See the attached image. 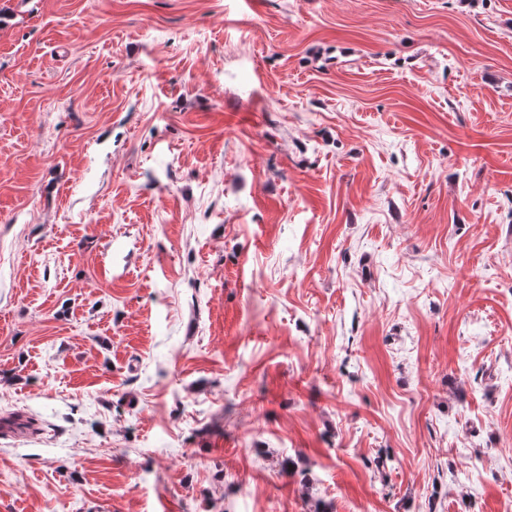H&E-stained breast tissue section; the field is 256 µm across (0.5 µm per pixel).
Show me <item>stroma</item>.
<instances>
[{
	"mask_svg": "<svg viewBox=\"0 0 512 512\" xmlns=\"http://www.w3.org/2000/svg\"><path fill=\"white\" fill-rule=\"evenodd\" d=\"M0 512H512V0H0Z\"/></svg>",
	"mask_w": 512,
	"mask_h": 512,
	"instance_id": "stroma-1",
	"label": "stroma"
}]
</instances>
